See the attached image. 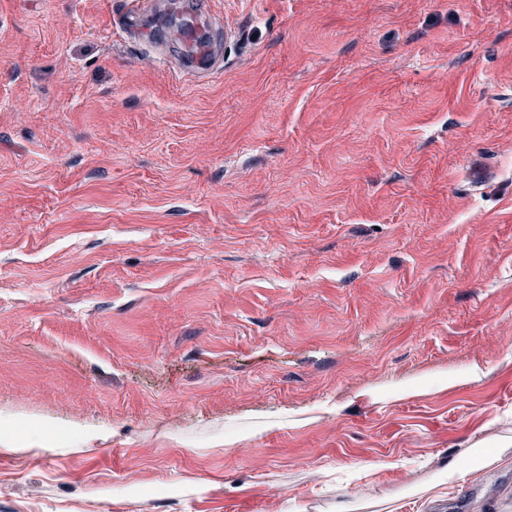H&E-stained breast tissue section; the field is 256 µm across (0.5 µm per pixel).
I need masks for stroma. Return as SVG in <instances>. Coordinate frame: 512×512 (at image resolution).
Instances as JSON below:
<instances>
[{"label": "stroma", "instance_id": "1", "mask_svg": "<svg viewBox=\"0 0 512 512\" xmlns=\"http://www.w3.org/2000/svg\"><path fill=\"white\" fill-rule=\"evenodd\" d=\"M193 2L0 0V512H512V0ZM186 51V58L197 69H209L212 56V50L208 40L203 35H198L197 30L187 28L180 33ZM475 469L469 466L464 468L458 466H449L448 470H444L440 473L438 479L426 488L425 493L431 492L437 489H446L448 486V494L451 490H454L459 484V481L464 478L468 473L474 472Z\"/></svg>", "mask_w": 512, "mask_h": 512}]
</instances>
